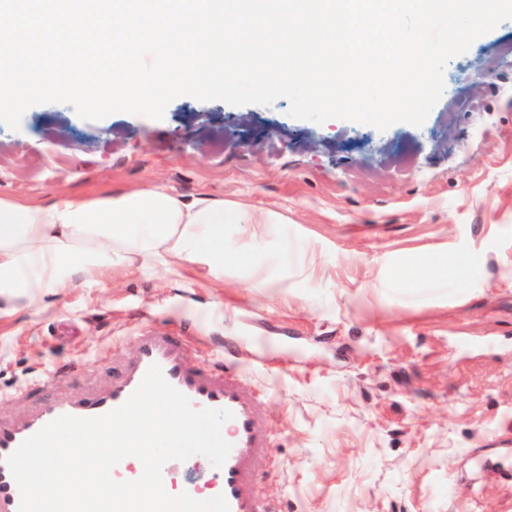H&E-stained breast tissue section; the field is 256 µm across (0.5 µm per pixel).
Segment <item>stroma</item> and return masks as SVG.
Here are the masks:
<instances>
[{"mask_svg":"<svg viewBox=\"0 0 512 512\" xmlns=\"http://www.w3.org/2000/svg\"><path fill=\"white\" fill-rule=\"evenodd\" d=\"M510 39L512 20L451 59L419 127L188 96L160 120L47 103L0 125V195L209 193L282 212L289 250L263 292L231 271L50 293L0 323V420L26 411L24 381L74 364L53 396L98 388L141 330L174 327L193 362L235 343L271 433L257 487L280 512H512V62L488 64ZM428 258L462 268L431 280Z\"/></svg>","mask_w":512,"mask_h":512,"instance_id":"35a3bbf8","label":"stroma"}]
</instances>
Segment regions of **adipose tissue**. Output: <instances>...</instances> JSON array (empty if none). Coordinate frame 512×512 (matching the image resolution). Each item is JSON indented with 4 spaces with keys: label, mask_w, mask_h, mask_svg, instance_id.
Masks as SVG:
<instances>
[{
    "label": "adipose tissue",
    "mask_w": 512,
    "mask_h": 512,
    "mask_svg": "<svg viewBox=\"0 0 512 512\" xmlns=\"http://www.w3.org/2000/svg\"><path fill=\"white\" fill-rule=\"evenodd\" d=\"M284 221L273 210L254 220L223 197L152 185L44 204L0 195V321L34 309L51 292L98 287L132 268L220 287L228 267L262 262L273 272L252 278V287H279L288 247L272 229Z\"/></svg>",
    "instance_id": "1"
}]
</instances>
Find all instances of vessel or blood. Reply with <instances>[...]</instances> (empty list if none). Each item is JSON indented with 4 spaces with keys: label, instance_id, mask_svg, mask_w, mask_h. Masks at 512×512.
I'll return each instance as SVG.
<instances>
[{
    "label": "vessel or blood",
    "instance_id": "1",
    "mask_svg": "<svg viewBox=\"0 0 512 512\" xmlns=\"http://www.w3.org/2000/svg\"><path fill=\"white\" fill-rule=\"evenodd\" d=\"M187 340L165 329H145L136 338V349L105 387L68 400H56L45 391L46 378L25 386L29 410L19 420H0V512H18L20 493L5 459L28 437L54 419L69 415L79 418L101 416L121 406L141 383L151 365H159L166 380L184 393L194 409L224 408L233 414L222 428L231 445L224 466L213 478L228 502L230 512H275L273 504L256 488V475L271 449L270 432L255 392L242 384L239 367L217 372L207 363H189ZM177 461H169L162 471L167 492L189 493L201 498V490L191 482L176 483Z\"/></svg>",
    "mask_w": 512,
    "mask_h": 512
}]
</instances>
